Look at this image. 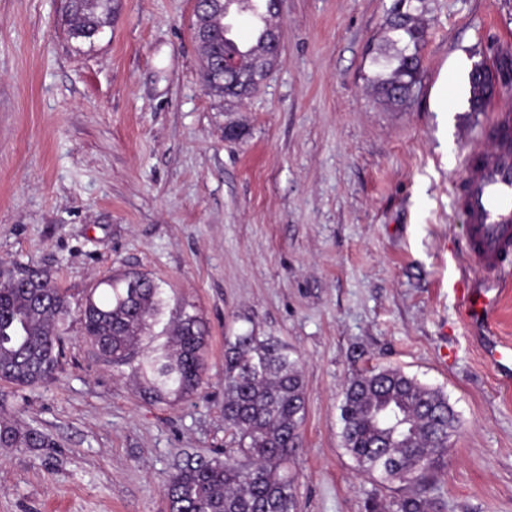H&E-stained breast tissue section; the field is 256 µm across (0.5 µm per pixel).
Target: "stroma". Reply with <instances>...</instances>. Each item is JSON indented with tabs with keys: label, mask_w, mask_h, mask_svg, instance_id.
<instances>
[{
	"label": "stroma",
	"mask_w": 512,
	"mask_h": 512,
	"mask_svg": "<svg viewBox=\"0 0 512 512\" xmlns=\"http://www.w3.org/2000/svg\"><path fill=\"white\" fill-rule=\"evenodd\" d=\"M390 3L282 0L280 64L222 106L191 0H119L90 43L68 36L65 0H0V271L42 267L74 311L141 273L166 315L207 330L201 388L154 402L70 318L52 379L0 382V419L52 442L0 446V512H168L176 464L229 440L224 339L252 325L301 360V512H364L374 484L342 445L340 405L379 366L441 388L458 417L432 512H512V386L461 309L458 282L478 276L454 209L465 156L488 146L469 76L512 56V0H421L422 68L400 108L369 85Z\"/></svg>",
	"instance_id": "obj_1"
}]
</instances>
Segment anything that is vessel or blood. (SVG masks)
<instances>
[{"label": "vessel or blood", "mask_w": 512, "mask_h": 512, "mask_svg": "<svg viewBox=\"0 0 512 512\" xmlns=\"http://www.w3.org/2000/svg\"><path fill=\"white\" fill-rule=\"evenodd\" d=\"M485 132L492 143L466 156L455 208L463 220L471 269L502 275L512 272V113H494ZM461 301L477 318L494 305L483 288H462Z\"/></svg>", "instance_id": "1"}]
</instances>
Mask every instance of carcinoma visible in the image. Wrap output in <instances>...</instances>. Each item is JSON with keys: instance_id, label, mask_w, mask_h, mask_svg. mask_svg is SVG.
<instances>
[{"instance_id": "carcinoma-1", "label": "carcinoma", "mask_w": 512, "mask_h": 512, "mask_svg": "<svg viewBox=\"0 0 512 512\" xmlns=\"http://www.w3.org/2000/svg\"><path fill=\"white\" fill-rule=\"evenodd\" d=\"M115 0H68L65 23L71 38L92 41L112 23ZM412 0H393L385 52L375 64L388 70L370 80L373 91L392 106L413 93L420 72L425 30ZM249 16L258 44L230 37L233 16ZM278 17L272 0H224L219 9L194 16L204 31L198 43L201 78L207 93L225 102L252 97L260 80L279 63L270 53ZM227 57L235 69L212 75L215 60ZM470 108L482 112L494 98L490 74L470 75ZM105 293L89 294L80 310L83 335L114 367L134 366L145 396L156 401L193 395L201 385L205 329L184 311L162 328L166 341L142 348V336L164 313L162 288L139 274L103 281ZM71 310L66 296L36 268L27 276L0 274V377L17 388L48 381L61 355L60 342ZM306 391L301 364L288 344L262 336L252 326L224 338V425L231 447L224 456L188 455L165 484L169 512H298L290 462L302 447ZM343 447L358 469L381 489L365 512H430L423 495L431 476L444 466L448 439L457 428L447 395L390 367L353 375L341 406ZM47 436L0 422V443L40 448Z\"/></svg>"}]
</instances>
